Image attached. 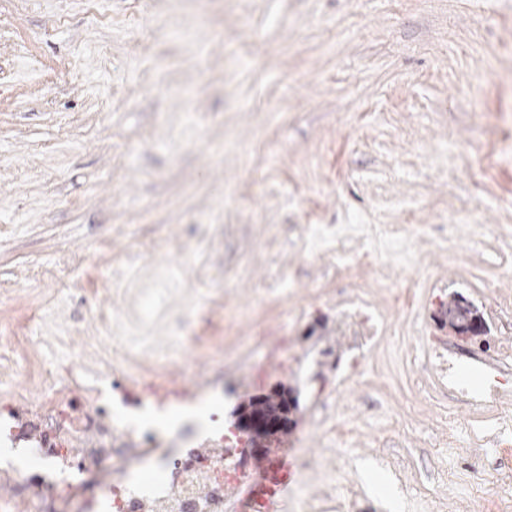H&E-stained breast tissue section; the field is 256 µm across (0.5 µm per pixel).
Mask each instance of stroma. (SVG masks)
Wrapping results in <instances>:
<instances>
[{
	"label": "stroma",
	"instance_id": "1",
	"mask_svg": "<svg viewBox=\"0 0 512 512\" xmlns=\"http://www.w3.org/2000/svg\"><path fill=\"white\" fill-rule=\"evenodd\" d=\"M355 220L372 237L304 250L307 225ZM145 288L172 375L207 367L171 351L185 336L251 351L200 422L297 396L284 512L331 485L378 512H512V394L457 402L418 341L457 295L512 337V0H0V391L38 402L49 367L111 351ZM357 294L390 333L331 443L313 391ZM281 333L282 336H279V343L267 349L265 358L269 364L277 365L280 368H287L288 352L293 346V336H286L284 330H282Z\"/></svg>",
	"mask_w": 512,
	"mask_h": 512
}]
</instances>
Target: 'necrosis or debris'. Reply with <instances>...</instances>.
I'll list each match as a JSON object with an SVG mask.
<instances>
[{
  "label": "necrosis or debris",
  "mask_w": 512,
  "mask_h": 512,
  "mask_svg": "<svg viewBox=\"0 0 512 512\" xmlns=\"http://www.w3.org/2000/svg\"><path fill=\"white\" fill-rule=\"evenodd\" d=\"M338 315L348 344L339 360V382L319 388L320 403L365 374L387 330L360 296ZM124 342V351L112 354L118 379L111 397H102L91 364L80 354L52 368L55 383L40 402L27 404L15 393L0 396V440L13 444L14 456L26 462L22 469L0 466V480L14 494L0 499V512H13L17 498L29 512H228L230 488L245 485L250 473L235 457L240 435L218 426L206 450L192 444L174 448L160 431L132 423L126 412L131 403L156 413L200 402L223 376L224 354H212L208 377L179 383L160 372L162 352L147 337L128 336ZM474 355L489 371L481 401L511 394L512 357L492 340Z\"/></svg>",
  "instance_id": "necrosis-or-debris-1"
}]
</instances>
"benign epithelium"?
<instances>
[{
	"mask_svg": "<svg viewBox=\"0 0 512 512\" xmlns=\"http://www.w3.org/2000/svg\"><path fill=\"white\" fill-rule=\"evenodd\" d=\"M448 328L460 339L475 337L482 332V323L477 315H468L461 320L448 319ZM295 396L282 389H272L259 399H248L240 403L236 412L237 428L248 437L255 449L284 434L293 424Z\"/></svg>",
	"mask_w": 512,
	"mask_h": 512,
	"instance_id": "obj_1",
	"label": "benign epithelium"
}]
</instances>
